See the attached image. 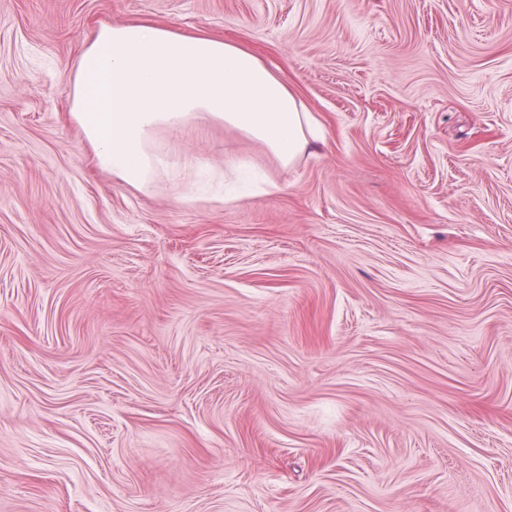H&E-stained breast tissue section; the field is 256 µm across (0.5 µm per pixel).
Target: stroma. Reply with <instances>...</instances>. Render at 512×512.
Here are the masks:
<instances>
[{
	"label": "stroma",
	"instance_id": "1",
	"mask_svg": "<svg viewBox=\"0 0 512 512\" xmlns=\"http://www.w3.org/2000/svg\"><path fill=\"white\" fill-rule=\"evenodd\" d=\"M237 38L326 141L93 169L99 23ZM233 160V200H177ZM0 512H512V0H0Z\"/></svg>",
	"mask_w": 512,
	"mask_h": 512
}]
</instances>
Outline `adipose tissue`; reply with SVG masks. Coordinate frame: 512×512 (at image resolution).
<instances>
[{
	"mask_svg": "<svg viewBox=\"0 0 512 512\" xmlns=\"http://www.w3.org/2000/svg\"><path fill=\"white\" fill-rule=\"evenodd\" d=\"M71 121L100 171L135 190L168 167L158 131L216 125L293 167L319 121L299 91L239 40L148 21L101 25L68 77Z\"/></svg>",
	"mask_w": 512,
	"mask_h": 512,
	"instance_id": "ef3b65f1",
	"label": "adipose tissue"
}]
</instances>
